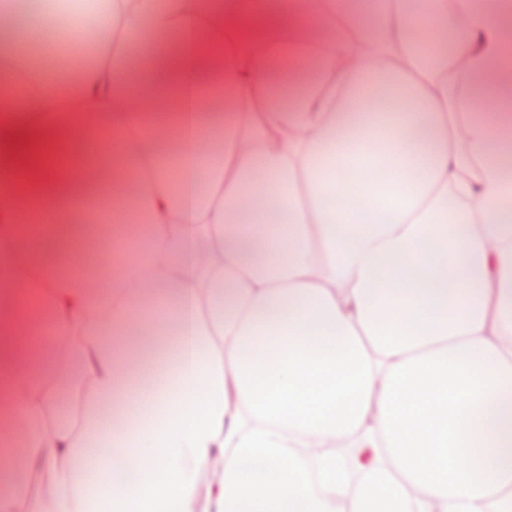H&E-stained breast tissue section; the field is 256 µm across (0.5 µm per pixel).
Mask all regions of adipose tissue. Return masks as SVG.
<instances>
[{"label": "adipose tissue", "instance_id": "adipose-tissue-1", "mask_svg": "<svg viewBox=\"0 0 512 512\" xmlns=\"http://www.w3.org/2000/svg\"><path fill=\"white\" fill-rule=\"evenodd\" d=\"M0 279V512H41L32 468L56 512H490L400 473L380 402L472 346L476 458L512 461V12L0 0ZM45 313L73 425L18 344Z\"/></svg>", "mask_w": 512, "mask_h": 512}]
</instances>
